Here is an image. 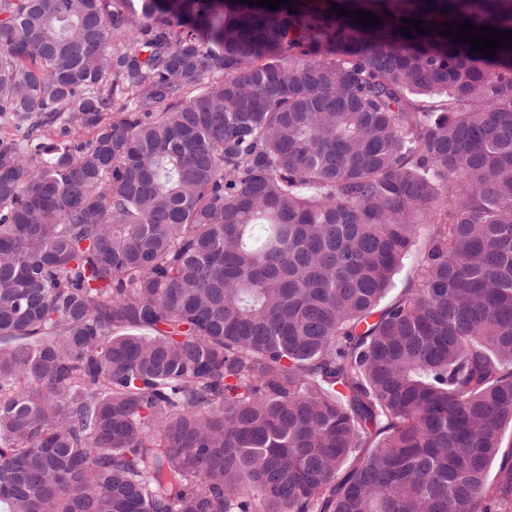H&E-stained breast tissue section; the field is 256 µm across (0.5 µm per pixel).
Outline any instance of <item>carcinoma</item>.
I'll use <instances>...</instances> for the list:
<instances>
[{
  "label": "carcinoma",
  "mask_w": 512,
  "mask_h": 512,
  "mask_svg": "<svg viewBox=\"0 0 512 512\" xmlns=\"http://www.w3.org/2000/svg\"><path fill=\"white\" fill-rule=\"evenodd\" d=\"M290 2L0 0L7 512H512V0Z\"/></svg>",
  "instance_id": "1"
}]
</instances>
